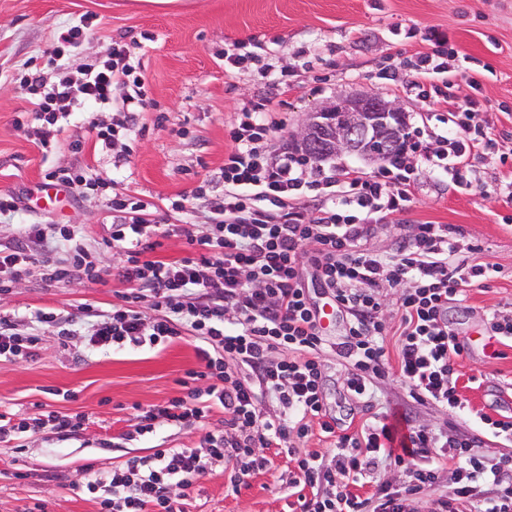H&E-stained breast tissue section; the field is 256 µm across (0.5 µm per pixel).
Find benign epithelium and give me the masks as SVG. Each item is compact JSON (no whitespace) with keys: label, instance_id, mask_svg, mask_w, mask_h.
Masks as SVG:
<instances>
[{"label":"benign epithelium","instance_id":"7a95c632","mask_svg":"<svg viewBox=\"0 0 512 512\" xmlns=\"http://www.w3.org/2000/svg\"><path fill=\"white\" fill-rule=\"evenodd\" d=\"M329 116L334 117L332 147L338 152L354 150L372 159L375 150L368 144L370 136H375L380 143L391 142L397 127L396 120L400 119L402 112L392 102L362 95L325 105L311 113L301 137L307 136L311 126L327 123Z\"/></svg>","mask_w":512,"mask_h":512}]
</instances>
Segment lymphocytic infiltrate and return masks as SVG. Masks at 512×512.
Wrapping results in <instances>:
<instances>
[{"label": "lymphocytic infiltrate", "instance_id": "lymphocytic-infiltrate-1", "mask_svg": "<svg viewBox=\"0 0 512 512\" xmlns=\"http://www.w3.org/2000/svg\"><path fill=\"white\" fill-rule=\"evenodd\" d=\"M87 33L81 24L59 35L49 59L52 76H45L35 59L23 65L20 82L41 123L42 148H52L63 123L88 108L123 115L117 123L92 121L102 147L132 139L138 116L148 107L137 42L112 41L81 69L66 66L64 56ZM425 39L433 51L407 58L404 66L412 74L409 90L428 100L434 123L409 126L402 147L373 172L325 167L299 150L270 151L281 126L263 116L276 111L280 95L292 88L282 77L276 94L238 112L221 171L224 192L212 200L207 233L191 239L193 254L169 262L150 259L162 230L145 220L148 202L113 198L104 243L122 253L116 275L129 289L106 318L92 324L89 344L158 345L187 331L203 337L208 345L198 351L202 368L196 376L209 379V386L164 406L138 409L134 431L143 435L163 423L197 427L216 406L224 411V431L206 433L199 450L158 448L94 474L84 489L97 499L100 512H183L175 501L188 498L207 462L230 463L229 481L237 487L268 468V449L284 453L289 430L305 437L316 428L332 442L326 453L293 460L292 483L303 490L300 512H512V455L494 457L483 450L486 437L512 438L511 415L487 416L484 430L451 434L387 411L354 433L340 434L324 403L322 354L332 351L348 364L344 387L368 407L377 381L392 372L384 348L391 335L398 358L394 372L410 397L444 411L462 407L454 366L466 347L448 323V302L487 279L491 265L459 264L461 231L447 224L415 225L393 253L367 246L382 220L411 209L422 176L445 177L466 191L484 189L474 161L498 145L475 96L476 70L458 65L445 33L431 29ZM460 81L470 95L457 94ZM25 235L50 250L61 241L67 246V265L43 261L44 281L63 285L80 274L97 276L78 230L64 226L50 238L41 225L29 224ZM304 258L337 312L346 316L336 342L322 334L300 273ZM389 288L400 314L395 328L383 316ZM143 290L153 298L148 313L138 306ZM35 323L36 332L20 333L1 317L0 358L36 356L39 330H52L62 343L72 334L67 320L52 310L39 311ZM278 349L289 356L275 363L269 355ZM261 391L278 401V415H264L257 404ZM385 463L402 469L405 487L380 483L369 496L355 494ZM444 474L447 492L424 498Z\"/></svg>", "mask_w": 512, "mask_h": 512}]
</instances>
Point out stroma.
I'll list each match as a JSON object with an SVG mask.
<instances>
[{
  "label": "stroma",
  "mask_w": 512,
  "mask_h": 512,
  "mask_svg": "<svg viewBox=\"0 0 512 512\" xmlns=\"http://www.w3.org/2000/svg\"><path fill=\"white\" fill-rule=\"evenodd\" d=\"M87 23L81 46L67 57L76 70L98 57L113 40L140 42L139 58L150 101L138 120L139 132L128 145L96 147L89 129L91 113L75 115L50 152L37 139V123L17 75L32 57L47 62L59 34ZM437 29L459 55L485 70L480 99L496 130L512 131V0H0V194L14 196L18 210L0 216V243L16 240L22 225L80 227L82 244L102 266L121 265L122 255L103 244L112 212L110 192H124L150 202L147 218L171 226L154 255L174 259L190 254L189 237L212 221L211 196L198 194L211 182L222 193L218 175L231 147L229 130L239 110L260 96L275 93V79L288 74L294 89L283 105L265 114L282 123L274 147L296 148L308 115L324 105L374 93L401 107L406 122L421 123L430 111L423 98L402 88L397 79H379L381 67L429 51L420 34ZM265 43L270 80L257 84L252 70L224 69V50L234 43ZM24 126H16L17 118ZM127 154L122 167L113 157ZM89 165L103 190L83 199L47 195L44 173ZM186 209L173 211L172 201ZM459 227L466 245L458 260L493 265V275L470 288L464 300L451 302L448 321L467 341L456 364L457 387L466 403L462 413L444 414L414 402L394 377L379 381L376 405L408 414L419 424L452 426L460 432L478 427L475 414L491 418L512 414V342L489 352L475 340L489 314L512 317V203L493 193L461 192L446 179L428 177L408 212L388 217L368 246L393 252L408 239L413 225L424 222ZM125 284L114 276L80 278L54 287L31 273L0 294V316L28 332L34 314L57 309L72 320L74 332L59 343L42 333L32 359H0V413L34 418L46 412L80 415L82 430L60 435L43 430L20 434L14 448L0 446V512H99L84 490L89 473L111 470L157 448H195L203 431L224 429V412L213 408L204 430L160 425L153 433L129 441L135 406L163 404L186 396L189 372L200 370L196 348L203 340L184 335L158 346L106 347L90 350L91 313L104 314L119 303ZM328 405L338 429L357 430L370 413L346 399L347 370L334 354L322 357ZM285 455L270 468L232 489L223 463L198 477L189 512H292L297 501Z\"/></svg>",
  "instance_id": "35a3bbf8"
}]
</instances>
